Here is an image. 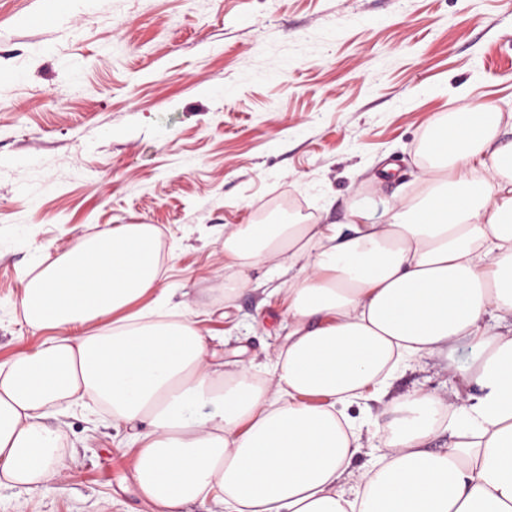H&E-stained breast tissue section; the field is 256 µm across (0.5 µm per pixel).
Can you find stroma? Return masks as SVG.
Returning a JSON list of instances; mask_svg holds the SVG:
<instances>
[{
  "instance_id": "1",
  "label": "stroma",
  "mask_w": 512,
  "mask_h": 512,
  "mask_svg": "<svg viewBox=\"0 0 512 512\" xmlns=\"http://www.w3.org/2000/svg\"><path fill=\"white\" fill-rule=\"evenodd\" d=\"M512 114V0H0V361L37 345L18 300L40 248L115 224L159 228V287L224 359L268 364L288 333L260 264L219 290L224 227L294 203L344 224L413 192L432 122ZM388 163L397 170L381 178ZM422 359L387 390L442 391L475 362ZM58 491L0 488V512H152L135 451L100 406L53 411Z\"/></svg>"
}]
</instances>
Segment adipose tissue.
Here are the masks:
<instances>
[{
    "mask_svg": "<svg viewBox=\"0 0 512 512\" xmlns=\"http://www.w3.org/2000/svg\"><path fill=\"white\" fill-rule=\"evenodd\" d=\"M490 104L436 119L419 192L383 221L237 224L224 267L295 268L289 331L270 371L226 364L187 314L160 312L162 245L118 224L43 252L19 305L41 342L0 362V487L57 488L49 409L106 406L162 512H512V140ZM468 342L450 397L388 403L377 464L347 486L362 429L346 405L402 366ZM207 416H199L201 407ZM447 447L432 451L434 436Z\"/></svg>",
    "mask_w": 512,
    "mask_h": 512,
    "instance_id": "obj_1",
    "label": "adipose tissue"
}]
</instances>
